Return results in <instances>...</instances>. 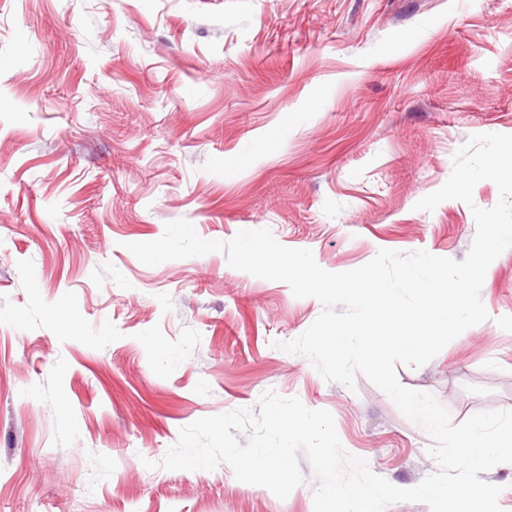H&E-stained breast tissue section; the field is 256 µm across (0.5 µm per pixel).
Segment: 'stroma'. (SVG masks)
<instances>
[{"mask_svg": "<svg viewBox=\"0 0 512 512\" xmlns=\"http://www.w3.org/2000/svg\"><path fill=\"white\" fill-rule=\"evenodd\" d=\"M512 134V0H0V512H313L158 463L195 420L272 389L329 411L391 484L436 473L432 438L364 375L278 349L319 300L223 253L142 264L184 218L269 229L325 270L382 249L469 252L473 204L416 209L475 134ZM489 320L399 382L453 423L512 410V249ZM154 468H147V461Z\"/></svg>", "mask_w": 512, "mask_h": 512, "instance_id": "stroma-1", "label": "stroma"}]
</instances>
